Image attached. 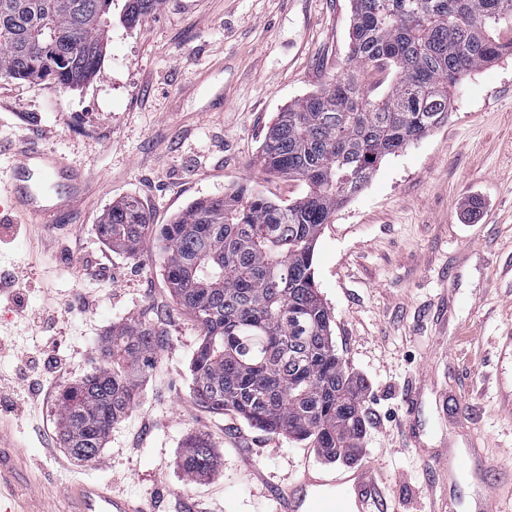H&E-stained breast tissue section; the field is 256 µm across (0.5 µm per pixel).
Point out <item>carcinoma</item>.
<instances>
[{"instance_id":"cac0c4a2","label":"carcinoma","mask_w":512,"mask_h":512,"mask_svg":"<svg viewBox=\"0 0 512 512\" xmlns=\"http://www.w3.org/2000/svg\"><path fill=\"white\" fill-rule=\"evenodd\" d=\"M164 0H124L137 25ZM114 0H0V78L51 80L62 89L98 71ZM346 72L294 101L259 151L270 174L306 184L281 205L247 187L191 203L160 231L163 276L204 333L192 358L193 392L216 414L232 411L261 430L311 440L322 457L355 458L364 429L362 386L332 340V316L314 281L323 225L359 193L383 158L448 120L452 91L479 67L512 56V0H352ZM389 65L378 98L362 73ZM149 226L132 196L98 224L111 248L135 255ZM156 330L112 326L104 363L67 389L59 436L93 462L112 423L136 398L135 378L156 360ZM209 437L188 436L178 467L188 481L219 469Z\"/></svg>"}]
</instances>
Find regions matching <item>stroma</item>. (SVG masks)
<instances>
[{
  "mask_svg": "<svg viewBox=\"0 0 512 512\" xmlns=\"http://www.w3.org/2000/svg\"><path fill=\"white\" fill-rule=\"evenodd\" d=\"M121 14L115 0L100 69L79 88L0 79V181L12 146L28 143L90 183L56 229L0 222V281L20 283L0 295V456L29 512H47L81 474L148 503L166 494L167 512H268L250 461L281 489L291 462L323 460L311 441L195 399L202 332L163 278L159 230L242 185L283 203L305 193L256 159L276 113L345 70L352 3L165 0L133 27ZM127 196L150 216L135 256L97 235L103 212ZM313 268L336 352L365 385L358 459L376 465L388 512H428L436 462L473 438L512 465V57L467 77L445 124L377 165L323 226ZM136 318L163 333L156 362L99 460L77 461L60 443L59 398L101 365L112 325ZM200 432L222 466L189 482L178 460Z\"/></svg>",
  "mask_w": 512,
  "mask_h": 512,
  "instance_id": "35a3bbf8",
  "label": "stroma"
}]
</instances>
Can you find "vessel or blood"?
<instances>
[{
    "instance_id": "obj_1",
    "label": "vessel or blood",
    "mask_w": 512,
    "mask_h": 512,
    "mask_svg": "<svg viewBox=\"0 0 512 512\" xmlns=\"http://www.w3.org/2000/svg\"><path fill=\"white\" fill-rule=\"evenodd\" d=\"M14 154L16 184L8 199L9 210L28 216L33 222L52 225L61 213L75 208L83 195L82 188L59 198L43 193L26 179L34 172L46 177L62 174L64 163L60 157L28 145L16 148ZM483 458L476 445L455 455L440 467L441 481H453L471 462ZM63 495V512H149L142 499L114 493L111 486L93 480L70 481ZM273 503V512H381L373 468L365 462L351 470L303 463L288 487L274 494ZM476 512H512V479L485 483Z\"/></svg>"
}]
</instances>
